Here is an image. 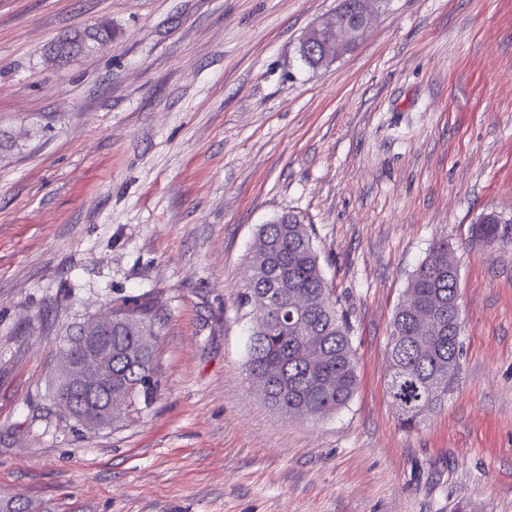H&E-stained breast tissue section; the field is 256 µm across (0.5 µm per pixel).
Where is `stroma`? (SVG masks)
Returning <instances> with one entry per match:
<instances>
[{"label":"stroma","instance_id":"35a3bbf8","mask_svg":"<svg viewBox=\"0 0 512 512\" xmlns=\"http://www.w3.org/2000/svg\"><path fill=\"white\" fill-rule=\"evenodd\" d=\"M338 0H0V499L39 512H512V0H372L326 68ZM107 26L105 42L88 39ZM83 35L67 60L51 46ZM500 212V239L470 229ZM312 227L358 388L317 421L268 405L239 309L258 228ZM463 358L402 428L387 337L435 241ZM149 301L150 407L57 411L64 337ZM351 1L345 2L333 17L313 26L301 38L300 44L307 53L322 55L318 67L330 65L341 50L349 49L364 34L368 24L365 4L370 0ZM353 11L362 18L361 23H350L348 13Z\"/></svg>","mask_w":512,"mask_h":512}]
</instances>
